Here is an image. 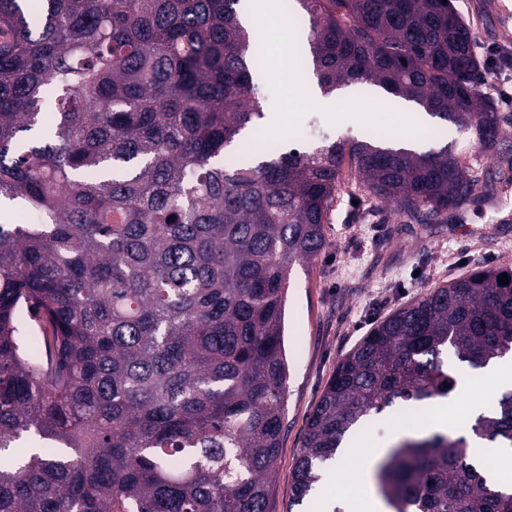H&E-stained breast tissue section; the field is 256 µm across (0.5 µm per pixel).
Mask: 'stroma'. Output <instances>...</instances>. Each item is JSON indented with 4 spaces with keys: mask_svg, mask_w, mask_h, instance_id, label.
Wrapping results in <instances>:
<instances>
[{
    "mask_svg": "<svg viewBox=\"0 0 512 512\" xmlns=\"http://www.w3.org/2000/svg\"><path fill=\"white\" fill-rule=\"evenodd\" d=\"M470 20L477 46L511 45L497 33L494 0H453ZM296 46L288 38L272 53L276 75L259 79L266 112L286 115L288 130L303 131L317 119L321 133L355 138L372 130H392L397 120L382 92L349 87L322 95L315 78L294 75L289 64ZM449 148L489 185L476 202L450 214L444 224H420L398 214L390 202L372 199L343 178L325 226V244L315 260L296 265L288 290L285 346L290 378L284 432L277 469L278 512H287L292 476L301 453L308 418L337 363L374 324L431 289L483 266L512 264V178H498L496 155L478 153L468 132L449 128ZM445 362L458 377L478 376L479 384L448 401V430L468 431L472 404L490 405L505 386L491 369Z\"/></svg>",
    "mask_w": 512,
    "mask_h": 512,
    "instance_id": "1",
    "label": "stroma"
}]
</instances>
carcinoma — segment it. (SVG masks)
Masks as SVG:
<instances>
[{"mask_svg":"<svg viewBox=\"0 0 512 512\" xmlns=\"http://www.w3.org/2000/svg\"><path fill=\"white\" fill-rule=\"evenodd\" d=\"M0 0V512H276L291 273L325 243L348 170L421 224L486 187L448 145L339 138L265 158L263 38L241 0ZM296 67L377 87L512 171L468 22L443 0H291ZM509 282L501 285V274ZM512 356V267L479 268L377 322L310 414L289 506L370 415ZM512 449V389L469 435L409 434L377 463L390 512H512L474 460Z\"/></svg>","mask_w":512,"mask_h":512,"instance_id":"carcinoma-1","label":"carcinoma"}]
</instances>
